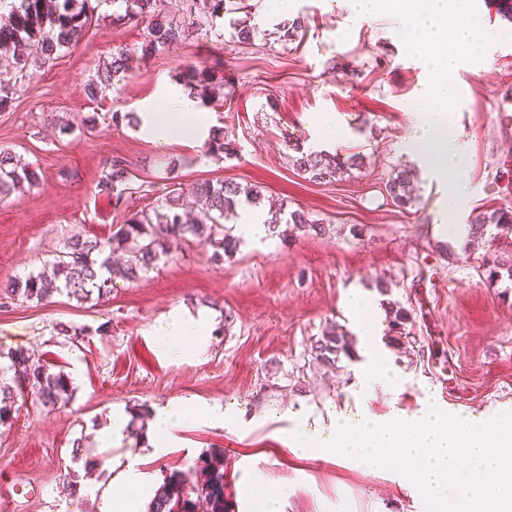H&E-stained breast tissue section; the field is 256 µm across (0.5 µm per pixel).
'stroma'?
I'll list each match as a JSON object with an SVG mask.
<instances>
[{
  "label": "stroma",
  "instance_id": "1",
  "mask_svg": "<svg viewBox=\"0 0 512 512\" xmlns=\"http://www.w3.org/2000/svg\"><path fill=\"white\" fill-rule=\"evenodd\" d=\"M257 0L252 46L240 48L210 26L190 29L176 47L134 61V75L91 101L85 84L114 49L140 46L141 23H116L101 0L75 49L53 66L33 67L11 106L0 111V151L21 157L40 175L0 202V352L21 350L71 380L69 406L48 410L34 396H17L0 423V512H101L123 478L127 455L146 493L165 475L212 454L224 457L227 512H260L265 497L280 512H424L423 501L393 472L345 466L330 455L300 458L284 442L294 415L317 426L332 412L362 407L379 417L414 413L424 389L441 409L512 412V279H488L477 260L488 251L464 250L445 227L481 213L512 210V39L500 40L481 62L454 75L458 98L448 102L463 161L444 174L418 170L416 202L399 209L384 184L401 164H416L408 136L429 110L424 92L433 73L401 36L398 5L357 17L351 0ZM301 18V44L281 42L275 26ZM213 64L216 83L234 82L224 105H205L208 127L234 139L237 152L222 162L202 144L161 140L113 112L174 113L188 93L175 75L189 63ZM333 119L343 134L328 152L363 155L362 167L342 180H304L288 160V140L315 149L318 121ZM73 123V134L59 125ZM115 156L130 164L135 184L130 210L154 206L171 182L191 187L232 179L261 189L271 201L321 220L325 235L289 241L242 238L216 263L209 246L172 247L139 281H117L110 296L79 302L6 299L13 282L39 272L77 235L107 239L123 223L97 183ZM465 188L449 200L451 184ZM389 281V295L376 283ZM358 289L375 303L378 330L361 336L346 295ZM410 314L407 336L392 346L382 300ZM181 312L208 316L205 339L186 337L169 352L154 328ZM80 328L72 340L58 324ZM354 336L352 357L319 365L312 347L329 324ZM379 352L395 382L357 392L369 368L366 347ZM218 404L226 425L188 421L177 447L151 455L146 432L122 447L98 440L113 416L154 415L166 404ZM81 450H74V440ZM76 485L69 493L68 485Z\"/></svg>",
  "mask_w": 512,
  "mask_h": 512
}]
</instances>
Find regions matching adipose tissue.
I'll return each mask as SVG.
<instances>
[{
    "label": "adipose tissue",
    "mask_w": 512,
    "mask_h": 512,
    "mask_svg": "<svg viewBox=\"0 0 512 512\" xmlns=\"http://www.w3.org/2000/svg\"><path fill=\"white\" fill-rule=\"evenodd\" d=\"M473 0H405L403 25L407 43L426 52V60L436 77L426 92L429 112L414 129L410 147L415 151L431 150L428 164L431 171L447 170L458 164L459 153L448 150L451 129L448 125V100L456 96L455 85L449 75L466 63L478 60V50L506 38V31L488 32L475 19ZM180 120H172L161 112L141 115V129L166 139L180 136L198 140L207 133V127L192 100L182 102ZM220 423L224 413L219 406L199 404L188 409L181 405L159 408L154 417V428L149 444L153 454L159 455L178 441V432L190 419Z\"/></svg>",
    "instance_id": "obj_1"
}]
</instances>
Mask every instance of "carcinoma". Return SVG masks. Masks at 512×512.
<instances>
[{"mask_svg":"<svg viewBox=\"0 0 512 512\" xmlns=\"http://www.w3.org/2000/svg\"><path fill=\"white\" fill-rule=\"evenodd\" d=\"M163 0H112V19L148 22L141 53L177 44L186 33V24L173 23L162 16ZM251 0H189V24L200 20L228 19L230 42L239 47L253 44L256 28L234 14L251 12ZM90 0H0V68L13 74L14 81H0V110L6 109L21 88L20 81L32 66L50 65L63 48L74 46L85 35L93 18ZM285 42L303 40L306 27L296 18L278 24ZM134 55L124 49L112 52L111 60L102 64L97 78L84 87L85 95L94 100L106 89L126 80L133 72ZM178 84L190 96L202 101L216 99L211 67L204 62L188 64L180 71ZM289 161L298 174L312 182L333 181L363 164V157L329 155L324 150L304 151L295 144ZM204 154L215 160L234 154L232 142L222 131L212 133L204 142ZM414 168L408 165L393 169L384 185L393 205L406 209L414 203L411 183ZM39 183L36 171L9 153H0V201L8 200L23 185ZM100 191L110 197L114 209L123 208L134 194L132 173L127 160L114 156L106 164L98 182ZM261 192L255 186L239 182L205 180L196 183L187 193L180 184L171 182L156 200V206L129 215L124 224L103 241L97 237L70 239L49 264V269L31 273L13 284L7 298L25 301H49L56 294H66L78 301L97 299L111 294L113 284L121 279L134 282L168 256L169 242L208 245L212 257L219 261L237 250L239 239L226 226L237 215V208L246 203L256 205ZM268 234L286 240L297 229L324 231L318 221L302 209L291 210L283 203L264 221ZM490 238L493 245L512 247V210H496L476 217L467 225L465 241ZM493 264L490 275L506 271L512 278V257L500 255L483 260ZM393 340L405 334L410 320L408 311L392 301L384 303ZM352 336L330 327L312 347L315 360L333 366L342 355L351 357ZM0 423L10 413L7 401L15 393L26 390L47 408L65 406L70 402V378L63 372L51 373L35 364L23 351L0 352ZM11 373L10 382L4 374ZM147 512H226L224 502V459L218 454L201 459L199 465L177 471L163 478L154 490Z\"/></svg>","mask_w":512,"mask_h":512,"instance_id":"carcinoma-1","label":"carcinoma"}]
</instances>
